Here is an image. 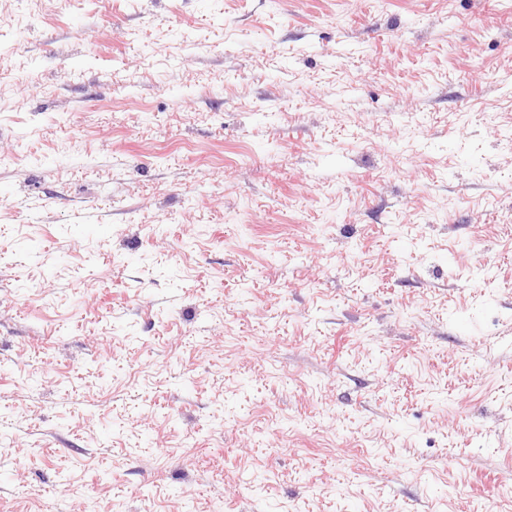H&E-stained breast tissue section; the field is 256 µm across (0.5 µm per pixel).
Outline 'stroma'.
Returning <instances> with one entry per match:
<instances>
[{
	"label": "stroma",
	"instance_id": "35a3bbf8",
	"mask_svg": "<svg viewBox=\"0 0 512 512\" xmlns=\"http://www.w3.org/2000/svg\"><path fill=\"white\" fill-rule=\"evenodd\" d=\"M512 0H0V512H512Z\"/></svg>",
	"mask_w": 512,
	"mask_h": 512
}]
</instances>
